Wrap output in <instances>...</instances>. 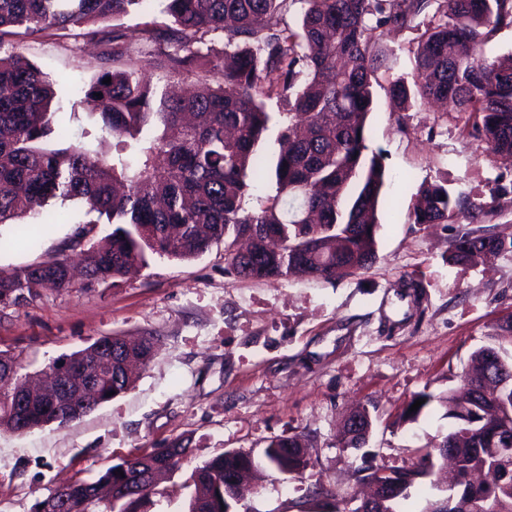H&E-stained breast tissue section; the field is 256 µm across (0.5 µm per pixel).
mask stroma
Masks as SVG:
<instances>
[{
    "instance_id": "35a3bbf8",
    "label": "stroma",
    "mask_w": 512,
    "mask_h": 512,
    "mask_svg": "<svg viewBox=\"0 0 512 512\" xmlns=\"http://www.w3.org/2000/svg\"><path fill=\"white\" fill-rule=\"evenodd\" d=\"M420 33L385 38L393 68L379 72L368 135L389 174L378 211V259L330 282L240 279L224 272L223 247L198 259L156 257L112 287L42 289L24 307L0 308V350L29 374L102 336H154L155 354L126 394L64 428L0 433V512H32L50 488L89 478L119 461L174 443L189 454L160 486L148 512H185L191 469L227 449L261 455L268 441L303 434L311 464L285 479L262 469L232 512H354L362 485L354 471L408 467L448 428L438 398L458 387L472 352L512 314V250L477 263L451 261L455 227L410 223L421 184L441 181L494 216L478 234L512 239V172L470 135L464 112L416 106L394 111L387 88L408 73ZM51 77L66 112L92 111L81 88L99 72L98 52L71 38L34 34L16 46ZM508 195L491 199L495 184ZM53 223L19 243L25 219L0 226V267L39 263L60 253L86 220L79 203H53ZM419 298L401 296L407 280ZM435 400L413 421L414 395ZM373 419L360 450L338 431L357 408Z\"/></svg>"
}]
</instances>
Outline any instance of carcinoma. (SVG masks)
Here are the masks:
<instances>
[{
	"label": "carcinoma",
	"mask_w": 512,
	"mask_h": 512,
	"mask_svg": "<svg viewBox=\"0 0 512 512\" xmlns=\"http://www.w3.org/2000/svg\"><path fill=\"white\" fill-rule=\"evenodd\" d=\"M0 0V224L37 219L51 201L77 200L112 232L82 253L86 285L112 286L154 256L195 260L224 245V272L243 279L306 277L335 280L377 260V214L386 181L383 158L368 153L373 85L390 69L380 42L391 32L424 27L411 72L390 83L400 109L444 101L472 118V135L512 165V53L489 58L482 47L512 26V0ZM139 13L129 28L119 20ZM69 31L95 44L112 67L81 91L96 103L78 137L61 118L54 85L40 67L9 49L21 35ZM224 46L215 47L217 37ZM111 83L105 84V78ZM288 104L270 112L267 101ZM278 126L279 153L263 150ZM272 193L251 206L265 183ZM495 208L454 194L443 183L423 186L410 209L413 224H449L468 213L480 221ZM248 244L251 256L239 250ZM491 245L458 226L453 258L472 263ZM33 266L0 269V306H19L48 286L68 288L66 255ZM489 343L471 355L472 370L448 404L441 438L456 461L454 505L443 511L425 499L419 512H512V442L479 394L503 384L502 404L512 408V316ZM112 376L99 380L92 402L77 394L61 404L36 396L25 421L13 396L24 389L19 357L0 351V431L24 434L46 425L62 428L125 394L135 368L153 358L156 339L143 336L131 349L112 336ZM97 342L55 358L51 365L96 370ZM17 371L12 372L10 368ZM342 447L365 440L345 421ZM298 434L275 436L263 450L271 469L296 479L310 460ZM421 463L398 469L400 486L388 512H405L411 489L429 477ZM188 449L127 457L96 477L72 483L66 512H139L173 474ZM257 467L250 453L226 451L191 471L187 512H227L236 497L230 480ZM496 474L490 488L468 476ZM121 470L124 476L115 474ZM138 490L112 500V488Z\"/></svg>",
	"instance_id": "obj_1"
}]
</instances>
